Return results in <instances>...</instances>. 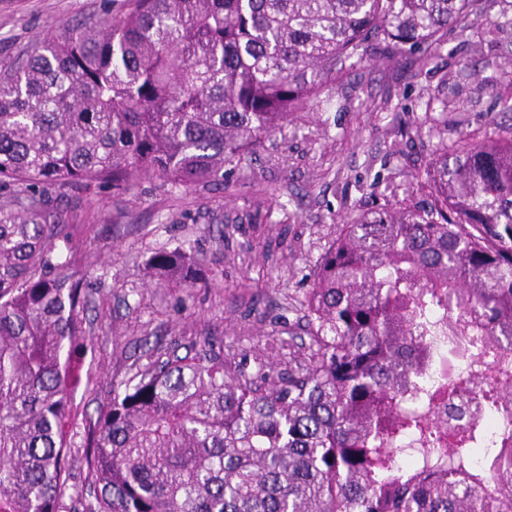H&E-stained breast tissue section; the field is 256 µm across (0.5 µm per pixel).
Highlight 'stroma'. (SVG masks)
<instances>
[{"instance_id": "35a3bbf8", "label": "stroma", "mask_w": 512, "mask_h": 512, "mask_svg": "<svg viewBox=\"0 0 512 512\" xmlns=\"http://www.w3.org/2000/svg\"><path fill=\"white\" fill-rule=\"evenodd\" d=\"M130 0H0V68L35 41L123 16ZM512 25L475 47L449 33L424 58H387L372 46L365 66L329 89L252 159L224 167L220 186H161L138 177L127 192L72 188L54 199L90 292L92 342L72 397L96 415L112 383L153 349L208 343L255 372L288 355L273 337L299 333L316 265L344 219L417 198L416 177L438 145L467 133L504 132L512 114ZM446 102L432 131L428 98ZM184 245L206 259L207 286L155 285L147 259Z\"/></svg>"}]
</instances>
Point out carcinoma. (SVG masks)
<instances>
[{
    "mask_svg": "<svg viewBox=\"0 0 512 512\" xmlns=\"http://www.w3.org/2000/svg\"><path fill=\"white\" fill-rule=\"evenodd\" d=\"M490 0H132L0 72V512H62L88 292L55 188L222 184L374 42L495 34ZM424 204L343 225L307 290L302 360L255 376L160 353L83 421V512H512V130L443 144ZM183 247L159 284L200 280ZM445 353L466 367L436 369Z\"/></svg>",
    "mask_w": 512,
    "mask_h": 512,
    "instance_id": "1",
    "label": "carcinoma"
}]
</instances>
